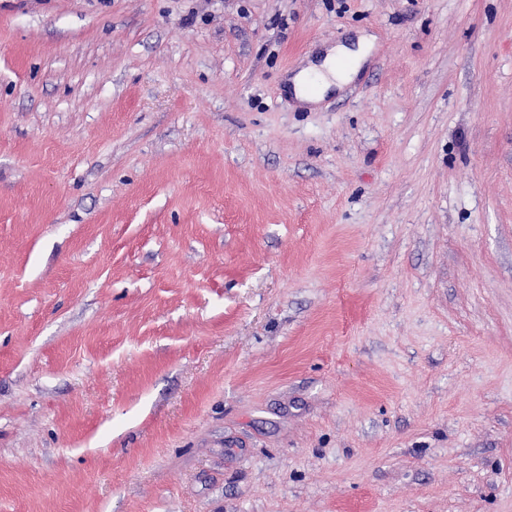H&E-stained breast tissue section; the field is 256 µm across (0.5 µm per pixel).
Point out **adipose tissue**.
I'll return each mask as SVG.
<instances>
[{"label": "adipose tissue", "instance_id": "1", "mask_svg": "<svg viewBox=\"0 0 512 512\" xmlns=\"http://www.w3.org/2000/svg\"><path fill=\"white\" fill-rule=\"evenodd\" d=\"M370 39L359 36L356 42L327 48L316 61L308 62L291 79L295 98L302 103L319 102L332 88L351 83L368 57Z\"/></svg>", "mask_w": 512, "mask_h": 512}]
</instances>
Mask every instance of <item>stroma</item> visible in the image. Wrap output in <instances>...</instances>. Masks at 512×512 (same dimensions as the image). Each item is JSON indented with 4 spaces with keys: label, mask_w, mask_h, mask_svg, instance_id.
Returning a JSON list of instances; mask_svg holds the SVG:
<instances>
[{
    "label": "stroma",
    "mask_w": 512,
    "mask_h": 512,
    "mask_svg": "<svg viewBox=\"0 0 512 512\" xmlns=\"http://www.w3.org/2000/svg\"><path fill=\"white\" fill-rule=\"evenodd\" d=\"M0 512H512V0H0ZM369 45V37L362 35L356 43H339L327 48L316 61L308 62L291 78L295 98L301 103L315 104L333 87L341 89L351 83L367 60ZM344 60L350 63L345 65ZM310 78L318 82L316 91L309 89Z\"/></svg>",
    "instance_id": "stroma-1"
}]
</instances>
